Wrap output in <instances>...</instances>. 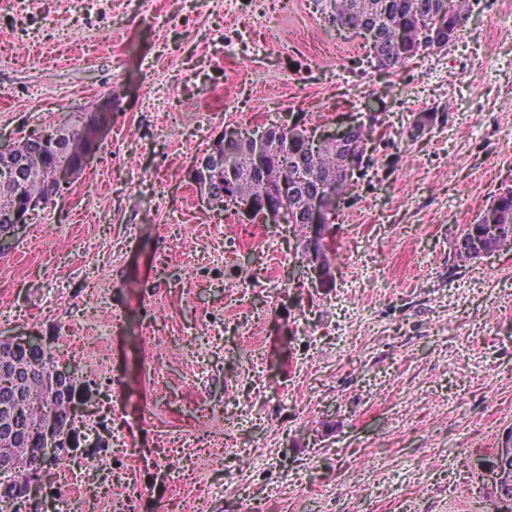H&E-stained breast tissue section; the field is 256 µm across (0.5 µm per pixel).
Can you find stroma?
Here are the masks:
<instances>
[{
	"instance_id": "obj_1",
	"label": "stroma",
	"mask_w": 512,
	"mask_h": 512,
	"mask_svg": "<svg viewBox=\"0 0 512 512\" xmlns=\"http://www.w3.org/2000/svg\"><path fill=\"white\" fill-rule=\"evenodd\" d=\"M470 3L447 49L387 71L326 0H0V141L115 102L33 217L42 241L0 255V335L67 346L107 404L77 454L84 512H322L326 492L339 512H487L512 248L456 244L512 187V0ZM374 101L387 130L340 205L333 287L293 225L208 208L188 177L225 126L317 136Z\"/></svg>"
}]
</instances>
